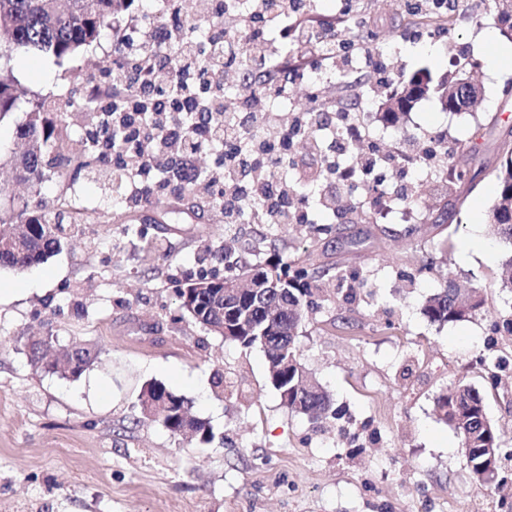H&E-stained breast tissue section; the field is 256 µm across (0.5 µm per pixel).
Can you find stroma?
<instances>
[{
  "label": "stroma",
  "instance_id": "stroma-1",
  "mask_svg": "<svg viewBox=\"0 0 512 512\" xmlns=\"http://www.w3.org/2000/svg\"><path fill=\"white\" fill-rule=\"evenodd\" d=\"M402 15V0L364 2L362 29L390 47L400 74H450L463 55L478 62L475 109L451 112L431 95L402 128L369 127L387 149L425 133L441 138L453 161L476 142L475 178L456 184L445 215L431 211L434 187L414 168L388 170L385 184L413 185L421 221L393 211L374 223L353 218L349 205L334 215L312 207L310 221L333 227L318 238L302 224H228L221 210H197L174 195L117 208L103 175L44 184L47 203L72 200L94 221L46 263L0 268V512H506L512 460L502 462L503 485H481L435 399L460 382L478 388L512 451V336L491 331L512 318V293L489 285L512 249L489 236L469 245L484 227L503 132L512 126V102L501 94L512 63L495 65L486 43L508 41L481 0H459L455 26L438 39L412 36ZM111 56L108 30L71 61L15 53L21 97L0 120V182L20 199L28 193L17 130L31 103L44 102V119L58 124L69 109L65 91ZM328 87L337 104L379 110L368 81L338 75ZM123 224L147 227V239L122 237ZM447 226L453 234L442 261L434 245ZM267 233L285 262L309 261L330 281L360 274L355 299L343 287L316 297L297 337L303 364L342 419L319 426L291 412L267 383L263 350L226 343L179 312L176 281L201 246L218 251L228 238L253 244ZM450 280L487 288L488 301L481 315L441 326L422 303ZM49 332L59 345L95 348L94 365L76 379L34 367L28 340ZM478 356L502 363L497 387L474 366ZM154 380L190 402L212 428V443L140 422L137 395Z\"/></svg>",
  "mask_w": 512,
  "mask_h": 512
}]
</instances>
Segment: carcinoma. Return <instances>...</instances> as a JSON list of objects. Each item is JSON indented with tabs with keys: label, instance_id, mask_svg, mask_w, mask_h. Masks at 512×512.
<instances>
[{
	"label": "carcinoma",
	"instance_id": "cac0c4a2",
	"mask_svg": "<svg viewBox=\"0 0 512 512\" xmlns=\"http://www.w3.org/2000/svg\"><path fill=\"white\" fill-rule=\"evenodd\" d=\"M123 0H0V121L16 106L15 78L9 67L12 53L25 49L54 56L59 61L73 60L85 48L97 43L102 32L112 28ZM414 24L450 30L447 16L408 14ZM185 34L200 43L206 42L214 29L211 20L200 16L176 17ZM477 62L460 64L461 75L450 80L438 78L429 68H423L408 79L396 78L381 101L380 119L392 128H399L404 117L420 99L434 94L444 109L461 111L456 98L459 83ZM108 100L109 108L123 104V94L112 89L71 91L70 105L88 110L98 108V101ZM42 103L32 104L28 121L17 131L18 139L29 150L20 165L29 183L30 200L21 208H7L8 218L0 216V267L19 271L45 262L60 252L66 243L65 225L92 224L93 218L79 208L66 210V204L53 206L54 215L45 211L41 188L46 182L70 177L77 178L81 170L91 165L112 169V156L92 152L90 159L68 170L62 149V137L56 127L42 118ZM107 133L113 149L120 151L128 140L127 130L112 127L106 118ZM468 160L443 163L433 173L446 190L467 174ZM198 169L183 154L166 159L160 181L170 186L179 198L197 206L194 177ZM488 233L512 246V148L506 150L494 176V199L485 215ZM224 262V276L189 279L176 292L181 308L188 317L208 333L220 335L224 341L242 349L260 348L267 357V376L272 388L288 409L316 421L339 420L341 410L331 402L323 388L310 395H301L296 388L299 371L305 369L296 346V332L302 327L312 297L319 290L323 275L306 266L291 268L278 260L252 262L247 252L227 249L219 257ZM288 279V287L255 290L240 299L224 303V281L248 277ZM493 284L512 291V254L504 257L493 276ZM486 304L484 292L475 291L465 298L456 294V285L447 282L443 288L428 296L422 305L423 314L433 323L445 325L471 319L481 313ZM30 360L45 370L65 377L77 378L96 360L97 352L89 346L77 347L69 360L46 361L37 349L29 352ZM150 400H165L163 407L149 422L156 423L174 435L191 429L190 438L209 443L214 438L210 426L192 416L186 399L174 394L160 381L147 383L138 396V406ZM439 416L453 427L467 443L470 452L466 464L474 477L500 468L504 448L499 430L488 418L484 395L475 387L458 383L442 392L436 399Z\"/></svg>",
	"mask_w": 512,
	"mask_h": 512
}]
</instances>
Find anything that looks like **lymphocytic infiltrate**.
Listing matches in <instances>:
<instances>
[{"label":"lymphocytic infiltrate","mask_w":512,"mask_h":512,"mask_svg":"<svg viewBox=\"0 0 512 512\" xmlns=\"http://www.w3.org/2000/svg\"><path fill=\"white\" fill-rule=\"evenodd\" d=\"M150 11L162 43L172 49L170 64L159 65L146 54L147 36L143 11ZM204 13L215 19L216 32L206 47H199L183 31L170 24L173 15ZM314 0H246L243 9L231 10L222 0H153L142 7L129 0L112 27V72L114 88L137 97L148 96L152 105L137 114L142 139L121 164L124 172L125 202L141 206L143 177L157 171L168 146L193 155L206 145L223 146L215 162V175L199 176L197 189L210 195L214 186L224 191V221H243L245 202L239 196L241 174L251 169L256 191L278 199L279 207L262 211L264 224H293L304 215L290 201L297 193L298 178L289 174L294 161L285 149L287 142L304 141L317 156L316 179L336 175L339 145L361 144L356 165L365 171L392 162L381 153L353 120L349 110H338L334 99L325 97L315 76L358 68L370 59L372 48L355 44L337 35L335 29L312 24ZM297 46L309 64L288 66V48ZM232 94H224V86ZM308 87L321 114V134L309 138L307 117L302 111L275 108L278 100L294 96L296 88ZM178 99L193 109L209 113L206 129L195 130L191 123L175 118L163 108L164 102Z\"/></svg>","instance_id":"obj_1"}]
</instances>
